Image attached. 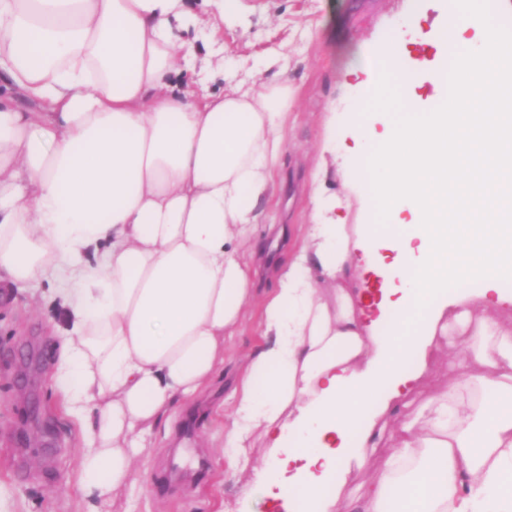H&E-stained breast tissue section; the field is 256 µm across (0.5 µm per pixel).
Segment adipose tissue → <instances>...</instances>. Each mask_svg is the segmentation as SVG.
<instances>
[{
	"label": "adipose tissue",
	"instance_id": "1",
	"mask_svg": "<svg viewBox=\"0 0 512 512\" xmlns=\"http://www.w3.org/2000/svg\"><path fill=\"white\" fill-rule=\"evenodd\" d=\"M198 21L185 0H0V283L60 285L54 382L82 424L83 498L126 486L259 300L266 344L221 448L246 461L260 438L256 477L288 512H512V40L488 0H451L428 39L453 63L449 107L418 111L394 27L352 118L347 180L387 216L412 208L417 229L347 223L315 165L314 221L263 298L246 255L293 94L283 77L196 95L174 28ZM442 337L448 382L414 407Z\"/></svg>",
	"mask_w": 512,
	"mask_h": 512
}]
</instances>
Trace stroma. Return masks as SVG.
<instances>
[{
	"label": "stroma",
	"instance_id": "stroma-1",
	"mask_svg": "<svg viewBox=\"0 0 512 512\" xmlns=\"http://www.w3.org/2000/svg\"><path fill=\"white\" fill-rule=\"evenodd\" d=\"M413 2L420 31H435L448 14V0H241L236 14L206 16L187 33L198 57L211 61L196 75L195 90L232 91L286 73L295 90L293 122L274 191L263 205L253 257L255 286L275 288L277 270L287 264L310 224V174L324 136L327 112L350 120L362 89L340 66L343 53L376 54L381 29L400 25ZM272 60L256 73L254 64ZM410 64L421 74L415 97L433 112L441 69L432 52L414 47ZM344 140L336 153L344 154ZM323 158L327 188L349 205L360 223L381 226L383 213L360 190L342 185L334 157ZM29 292L8 289L0 298V512H74L80 429L66 412L51 377L60 340L54 305L34 306ZM263 311L253 307L239 336L224 348V372L211 394L180 409L169 428H157L146 463L136 465L127 489L113 497L109 512H285L282 501L253 480L251 467L235 463L211 440L224 437V413L245 354L264 343Z\"/></svg>",
	"mask_w": 512,
	"mask_h": 512
}]
</instances>
